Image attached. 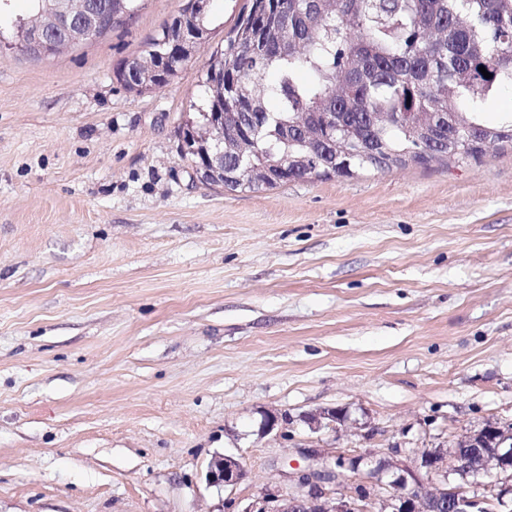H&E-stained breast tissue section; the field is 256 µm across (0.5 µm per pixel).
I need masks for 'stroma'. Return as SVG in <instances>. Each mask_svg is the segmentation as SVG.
<instances>
[{
	"label": "stroma",
	"mask_w": 512,
	"mask_h": 512,
	"mask_svg": "<svg viewBox=\"0 0 512 512\" xmlns=\"http://www.w3.org/2000/svg\"><path fill=\"white\" fill-rule=\"evenodd\" d=\"M187 2L41 56L6 43L28 0L0 9V512H243L302 448L362 455L353 483L512 423V148L202 182L182 130L244 0L163 87L114 74ZM245 474L241 462L231 456L215 457L209 464L207 479L216 487H233Z\"/></svg>",
	"instance_id": "1"
}]
</instances>
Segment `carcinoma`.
Segmentation results:
<instances>
[{
    "label": "carcinoma",
    "instance_id": "cac0c4a2",
    "mask_svg": "<svg viewBox=\"0 0 512 512\" xmlns=\"http://www.w3.org/2000/svg\"><path fill=\"white\" fill-rule=\"evenodd\" d=\"M29 2L14 33L27 51L40 52L37 32L57 53L85 40L58 27V0ZM68 2L74 20L97 13L108 31L136 0ZM171 31L118 66L175 75L185 58L169 53ZM204 84L208 103L182 153L198 162L196 148L223 133L224 167L208 182L228 191L467 165L512 147V111L485 118L512 88V0H244Z\"/></svg>",
    "mask_w": 512,
    "mask_h": 512
}]
</instances>
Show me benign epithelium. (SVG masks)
<instances>
[{
  "label": "benign epithelium",
  "mask_w": 512,
  "mask_h": 512,
  "mask_svg": "<svg viewBox=\"0 0 512 512\" xmlns=\"http://www.w3.org/2000/svg\"><path fill=\"white\" fill-rule=\"evenodd\" d=\"M207 29L198 25L196 16L186 12L175 25L174 46L184 50L205 40ZM498 437L492 454L481 446L490 437ZM512 426L496 424L466 434L453 445V459L458 467L472 470L490 482L477 481L473 489L463 491L449 484L452 468L448 452L441 448L427 450L420 462L409 465L398 459L384 465L393 471V479L382 480L383 470H372L368 480L355 484L359 492L345 493V472L355 469L351 459L336 454L322 456L302 453V463L282 472L288 491H266L243 512H365L366 505H379V512H483V504L493 497L504 501L512 494V485L500 486L495 478L512 469V448L507 447ZM245 474L241 462L231 456L216 457L208 467L207 479L216 487H233Z\"/></svg>",
  "instance_id": "7a95c632"
}]
</instances>
